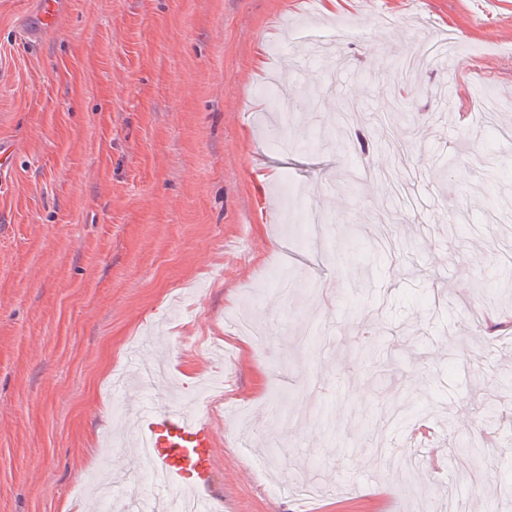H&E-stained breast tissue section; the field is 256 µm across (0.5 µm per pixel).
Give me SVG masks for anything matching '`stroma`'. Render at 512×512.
Wrapping results in <instances>:
<instances>
[{
	"label": "stroma",
	"mask_w": 512,
	"mask_h": 512,
	"mask_svg": "<svg viewBox=\"0 0 512 512\" xmlns=\"http://www.w3.org/2000/svg\"><path fill=\"white\" fill-rule=\"evenodd\" d=\"M0 0V512L147 479L113 390L166 356L216 431L224 512H416L436 475L512 512V0ZM453 32L397 96L395 56ZM371 121L361 152L341 112ZM265 181H258V174ZM500 407L482 421L478 406ZM420 421L438 426L414 451ZM39 10L35 18L36 31L42 32L52 29L61 13V4L63 0H39Z\"/></svg>",
	"instance_id": "stroma-1"
}]
</instances>
